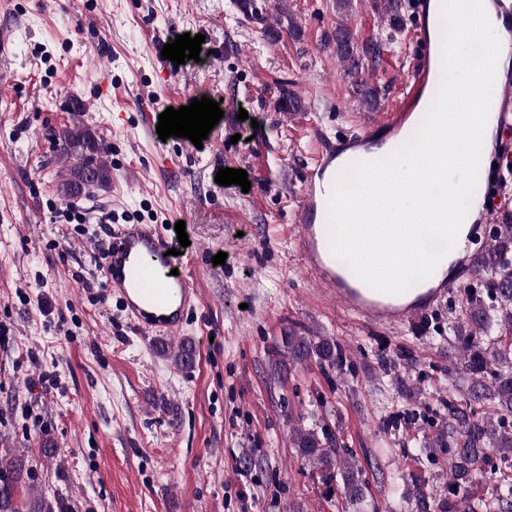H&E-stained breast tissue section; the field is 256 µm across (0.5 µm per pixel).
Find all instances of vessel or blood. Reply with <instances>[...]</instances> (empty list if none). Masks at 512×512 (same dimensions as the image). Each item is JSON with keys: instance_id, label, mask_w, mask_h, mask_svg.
<instances>
[{"instance_id": "1", "label": "vessel or blood", "mask_w": 512, "mask_h": 512, "mask_svg": "<svg viewBox=\"0 0 512 512\" xmlns=\"http://www.w3.org/2000/svg\"><path fill=\"white\" fill-rule=\"evenodd\" d=\"M443 0H417L418 24L414 40L416 66L402 99L374 120L373 131H383L384 141L371 133L338 144L319 141L301 184L297 251L307 274L324 295L335 298L343 309L370 325L398 326L429 311L454 288L445 270L438 269L421 287L399 295L373 290L333 255L327 236L328 199L337 176L352 163L380 159L381 143L398 145L414 113L429 111L433 88L442 69L441 42L434 36L440 25ZM491 113L503 133L512 132V77L495 81ZM177 242L154 224H123L112 233L104 261L109 294L121 301L128 320L141 330L166 335L177 333L199 296L186 273L181 257L172 255Z\"/></svg>"}]
</instances>
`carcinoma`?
<instances>
[{
	"label": "carcinoma",
	"mask_w": 512,
	"mask_h": 512,
	"mask_svg": "<svg viewBox=\"0 0 512 512\" xmlns=\"http://www.w3.org/2000/svg\"><path fill=\"white\" fill-rule=\"evenodd\" d=\"M384 11L392 29L403 26L402 0H384ZM324 44L334 45L338 58L351 63L353 71L365 59L374 66L380 59L379 45L355 46L341 22ZM55 138L61 142L58 159L66 172L60 188L64 196L110 189V170L95 159L103 147L89 131L64 128ZM448 344L456 348L469 386L462 398L451 391L441 398L446 418L435 437H409L414 459L432 448L448 454V496L436 502L425 483L415 482L417 512H512V224L495 228L479 263L476 287L469 289L465 313L448 321ZM269 355L271 370L280 377L311 361L324 372L341 373L347 364L345 349L336 339H315L293 329L283 333ZM291 444L316 466L328 498L341 499L344 512H405L407 498L401 486L407 478L401 475L390 482L384 504L367 499L365 470L347 452L341 429L299 425L292 429ZM27 474L21 459L0 465V512H22L16 492ZM478 474L488 483L483 493L471 490Z\"/></svg>",
	"instance_id": "cac0c4a2"
}]
</instances>
